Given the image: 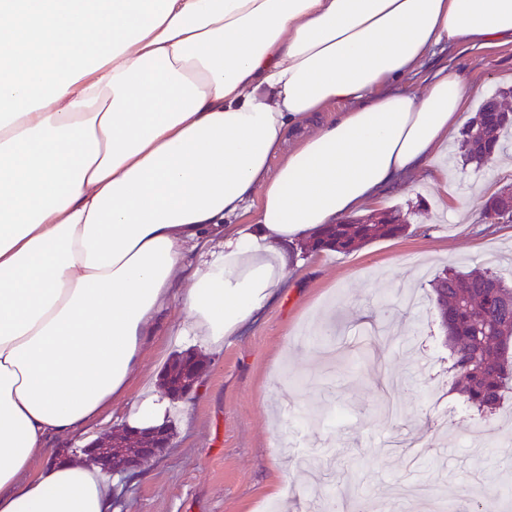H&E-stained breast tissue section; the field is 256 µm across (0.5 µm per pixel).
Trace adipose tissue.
<instances>
[{
	"mask_svg": "<svg viewBox=\"0 0 512 512\" xmlns=\"http://www.w3.org/2000/svg\"><path fill=\"white\" fill-rule=\"evenodd\" d=\"M510 42L512 0H0V512H113L44 440L126 396L186 250L224 234L181 300L217 351L299 239L403 176L447 189L469 88L406 79Z\"/></svg>",
	"mask_w": 512,
	"mask_h": 512,
	"instance_id": "1",
	"label": "adipose tissue"
}]
</instances>
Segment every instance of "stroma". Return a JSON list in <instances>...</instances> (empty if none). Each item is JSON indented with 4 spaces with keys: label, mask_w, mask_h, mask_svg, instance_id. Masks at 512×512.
Instances as JSON below:
<instances>
[{
    "label": "stroma",
    "mask_w": 512,
    "mask_h": 512,
    "mask_svg": "<svg viewBox=\"0 0 512 512\" xmlns=\"http://www.w3.org/2000/svg\"><path fill=\"white\" fill-rule=\"evenodd\" d=\"M455 70L484 96L512 87V44L436 49L417 86L437 69ZM448 191L408 176L382 196L401 209L407 234L350 253L299 251L280 299L239 335L206 353L208 369L186 408L171 407V445L143 459L134 475L112 476L117 512H266L272 487L284 512H315L304 487L315 480L341 512H427L423 495L442 491L447 512L489 500L512 512V397L494 416L455 410L448 352L438 332L429 282L447 266L490 264L512 277V224L455 219L452 197L477 183L511 185L490 165L440 154ZM188 276L171 284L172 302L132 384L161 378L185 342L177 302ZM335 333H316L322 311ZM380 311L389 331L376 337L362 311ZM127 422L123 404L46 445L67 453Z\"/></svg>",
    "instance_id": "obj_1"
}]
</instances>
